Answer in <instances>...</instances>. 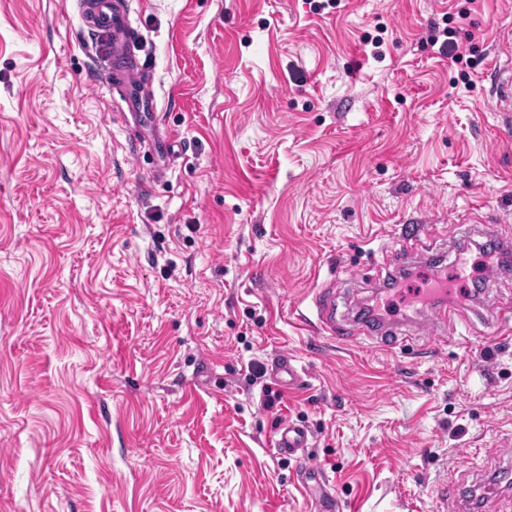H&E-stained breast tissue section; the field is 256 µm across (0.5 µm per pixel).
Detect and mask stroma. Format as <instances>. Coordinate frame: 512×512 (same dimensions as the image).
Wrapping results in <instances>:
<instances>
[{
  "label": "stroma",
  "mask_w": 512,
  "mask_h": 512,
  "mask_svg": "<svg viewBox=\"0 0 512 512\" xmlns=\"http://www.w3.org/2000/svg\"><path fill=\"white\" fill-rule=\"evenodd\" d=\"M159 120L125 121L76 0H0V512H512V277L358 306L512 242L494 110L512 0H130ZM448 26L469 55L426 38ZM394 279V278H393ZM325 290L349 341L313 330ZM307 374L282 387L281 355ZM281 394L265 408L264 390ZM310 433L276 454L279 424ZM322 480H305V464Z\"/></svg>",
  "instance_id": "35a3bbf8"
}]
</instances>
